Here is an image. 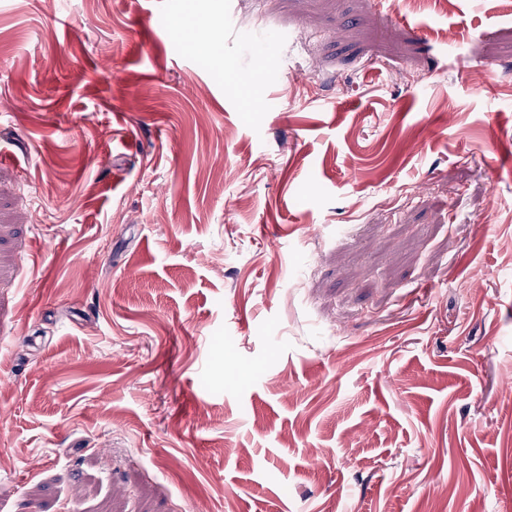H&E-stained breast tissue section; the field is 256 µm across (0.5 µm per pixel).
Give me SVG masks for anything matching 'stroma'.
Segmentation results:
<instances>
[{
    "instance_id": "35a3bbf8",
    "label": "stroma",
    "mask_w": 512,
    "mask_h": 512,
    "mask_svg": "<svg viewBox=\"0 0 512 512\" xmlns=\"http://www.w3.org/2000/svg\"><path fill=\"white\" fill-rule=\"evenodd\" d=\"M508 153L512 0H0V512H512Z\"/></svg>"
}]
</instances>
